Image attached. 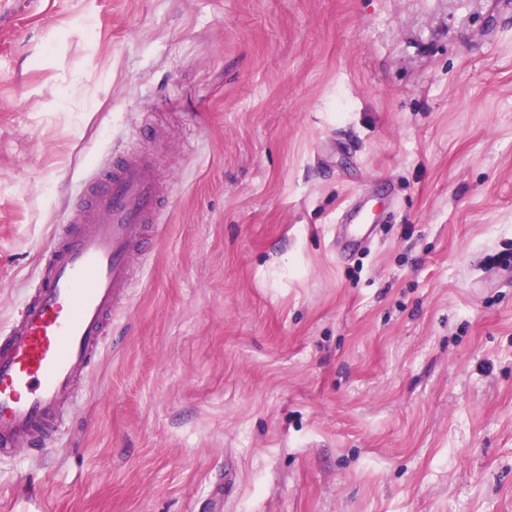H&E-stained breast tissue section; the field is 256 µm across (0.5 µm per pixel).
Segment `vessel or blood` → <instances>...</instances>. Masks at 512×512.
Here are the masks:
<instances>
[{
	"label": "vessel or blood",
	"instance_id": "b4317fda",
	"mask_svg": "<svg viewBox=\"0 0 512 512\" xmlns=\"http://www.w3.org/2000/svg\"><path fill=\"white\" fill-rule=\"evenodd\" d=\"M90 198L54 236L26 298L0 334V456L43 451L47 429L62 431L79 399L76 381L105 341V322L130 280V248L144 224L164 221L148 155L113 153L86 184ZM341 249L360 248L373 227L355 215Z\"/></svg>",
	"mask_w": 512,
	"mask_h": 512
}]
</instances>
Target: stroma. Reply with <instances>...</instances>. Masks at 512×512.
Listing matches in <instances>:
<instances>
[{
    "mask_svg": "<svg viewBox=\"0 0 512 512\" xmlns=\"http://www.w3.org/2000/svg\"><path fill=\"white\" fill-rule=\"evenodd\" d=\"M118 147L167 222L0 512H512V0H0V328ZM353 221L356 222L353 224L357 225L354 227V231L349 237L340 240L339 247L341 249H351L355 251L360 248L372 234L373 225L368 224L367 218L361 215L360 212L355 215Z\"/></svg>",
    "mask_w": 512,
    "mask_h": 512,
    "instance_id": "1",
    "label": "stroma"
}]
</instances>
